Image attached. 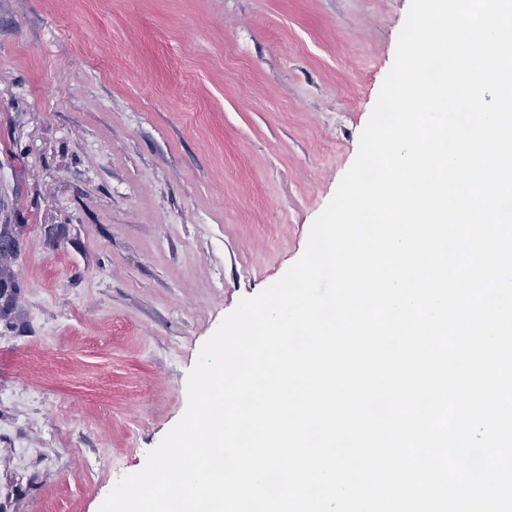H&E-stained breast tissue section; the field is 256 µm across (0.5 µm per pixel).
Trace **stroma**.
<instances>
[{
  "mask_svg": "<svg viewBox=\"0 0 512 512\" xmlns=\"http://www.w3.org/2000/svg\"><path fill=\"white\" fill-rule=\"evenodd\" d=\"M409 3L0 0V512H99L143 467L303 255Z\"/></svg>",
  "mask_w": 512,
  "mask_h": 512,
  "instance_id": "obj_1",
  "label": "stroma"
}]
</instances>
